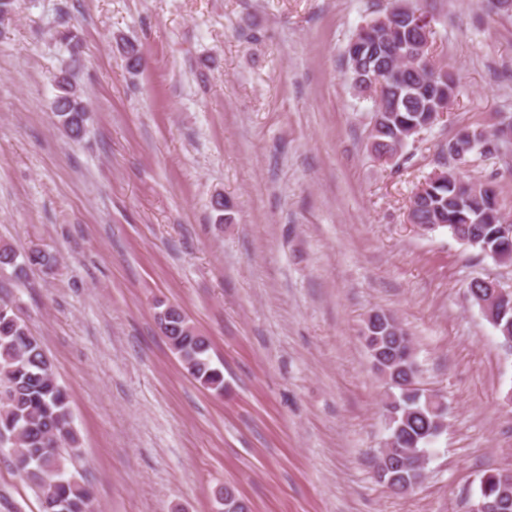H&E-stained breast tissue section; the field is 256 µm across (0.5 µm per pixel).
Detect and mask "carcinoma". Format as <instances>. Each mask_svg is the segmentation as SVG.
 <instances>
[{
    "instance_id": "cac0c4a2",
    "label": "carcinoma",
    "mask_w": 512,
    "mask_h": 512,
    "mask_svg": "<svg viewBox=\"0 0 512 512\" xmlns=\"http://www.w3.org/2000/svg\"><path fill=\"white\" fill-rule=\"evenodd\" d=\"M425 12L410 8L404 0H393L381 16L366 21L350 38L347 70L353 89L373 102V117L368 134L371 151L378 157H399L409 141L426 129L431 113L443 103L451 104L458 95V84L444 67L438 65L430 50H425L418 68L397 65V55L410 44L434 37L433 32L416 28L412 23ZM53 39L65 48L68 57L61 61L59 72L65 78L57 86L52 112L58 124L72 140L85 133L87 104L78 88L77 74L81 67L77 35L58 31ZM126 66L131 71L142 65L139 45L121 40L118 44ZM480 136L494 148V153L466 151V155L487 158L499 155L502 141L489 132L465 129L448 141L442 152L453 159V148L462 149L469 136ZM485 180H464L451 170L427 178L424 188L410 199L408 218L411 223L434 230L448 228L452 236L467 238V246L490 256L495 254L501 264L512 263V242L501 235L508 219L500 207L498 193L490 194ZM23 261H18V258ZM55 258L39 248L20 255L10 245H0V269L23 270L31 264L49 265ZM159 330L167 338L173 352L188 372L201 384L221 390L224 378L211 364L209 344L196 333L183 311L173 305L157 315ZM365 343L369 352H380L382 365L391 387L399 390L384 405L389 437L396 446L386 448L390 465L377 467L380 480L394 491L403 493L422 479L412 469L399 466L406 452H429V446L440 433L445 411L427 409L412 390L401 382L416 383L418 368L411 354L408 333L384 313L368 317ZM11 442L15 463L28 481L42 494V512H90V493L74 476L67 473L62 449L76 443L71 426L68 395L57 382L53 364L40 339L15 313L13 304L0 298V441ZM230 503L224 512H250L249 504L232 486L217 491L216 497Z\"/></svg>"
}]
</instances>
